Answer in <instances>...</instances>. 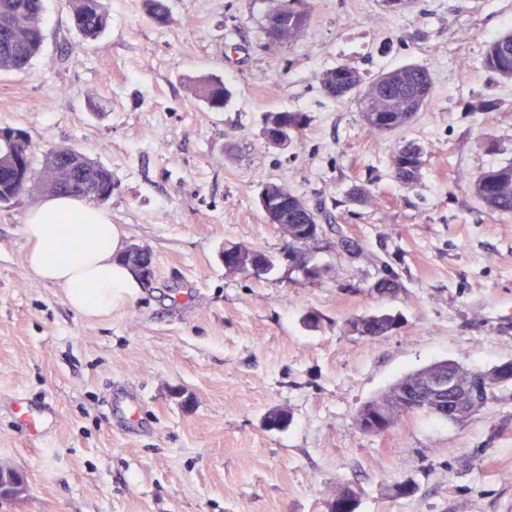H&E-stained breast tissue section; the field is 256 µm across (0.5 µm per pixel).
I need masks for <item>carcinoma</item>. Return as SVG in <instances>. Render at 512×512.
Here are the masks:
<instances>
[{
    "mask_svg": "<svg viewBox=\"0 0 512 512\" xmlns=\"http://www.w3.org/2000/svg\"><path fill=\"white\" fill-rule=\"evenodd\" d=\"M306 0H285L281 19L284 39L294 40L307 17ZM150 18L159 24L168 19L164 0H145ZM72 26L86 39L99 37L107 28L108 15L103 0H67ZM43 0H0V74L21 72L31 65L41 50L43 34ZM484 67L505 81H512V32L491 41L484 55ZM324 93L338 101L357 104L363 126L371 133L385 134L407 125L432 97L434 85L429 72L418 65H406L383 72L365 81L359 72L344 64L326 71L322 79ZM195 93L209 108L220 110L228 103L231 92L215 77L196 81ZM267 126L286 129L288 139L301 134L307 122L302 112H269ZM394 176L403 186L417 184L425 164L423 149L406 144L392 155ZM69 195L88 200L112 193V173L82 152L71 147L46 151L40 168L34 167L31 143L19 132L0 130V206L13 204L32 193ZM475 196L490 209L512 213V163L491 167L472 180ZM288 236V256L304 279L317 281L324 268L314 262V252L322 242L323 226L317 214L298 196H288V223L280 225ZM224 268L230 273L246 274L257 265L267 271L273 261L266 254L240 244H226L221 252ZM153 264L149 249L128 247L122 263ZM399 317L379 312L353 318L352 332L366 339L383 336L398 325ZM457 365L451 360L433 362L401 376L376 397L365 402L356 418L369 419L389 409L398 391L418 393L422 375Z\"/></svg>",
    "mask_w": 512,
    "mask_h": 512,
    "instance_id": "carcinoma-1",
    "label": "carcinoma"
}]
</instances>
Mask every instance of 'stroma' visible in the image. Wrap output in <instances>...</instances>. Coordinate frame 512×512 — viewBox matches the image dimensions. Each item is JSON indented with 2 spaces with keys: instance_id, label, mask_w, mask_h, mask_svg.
<instances>
[{
  "instance_id": "stroma-1",
  "label": "stroma",
  "mask_w": 512,
  "mask_h": 512,
  "mask_svg": "<svg viewBox=\"0 0 512 512\" xmlns=\"http://www.w3.org/2000/svg\"><path fill=\"white\" fill-rule=\"evenodd\" d=\"M104 3L108 28L86 40L65 0H44L40 54L0 75V129L36 154L72 147L110 169L112 222L152 252L156 275L87 321L26 267L22 224L41 194L0 208V465L26 484L0 512H330L349 490L356 512H512V394L460 423L409 414L372 435L356 422L407 371L512 360V214L470 186L512 161V82L482 63L512 31V0H415L398 13L309 0L287 43L266 31L283 0H167L164 26L143 0ZM339 64L367 79L418 65L434 94L408 126L371 134L354 103L322 91ZM202 76L231 90L223 110L195 97ZM478 95L498 111H466ZM282 111L307 116L285 149L264 135L265 115ZM406 141L425 154L409 189L392 172ZM266 182L362 255L317 250L326 272L306 282L259 206ZM227 243L274 268L228 273ZM389 276L399 287L379 296ZM375 311L398 325L374 341L351 332ZM274 408L285 429L265 427ZM23 410L44 418L40 435L23 430ZM405 482L414 493L396 495Z\"/></svg>"
}]
</instances>
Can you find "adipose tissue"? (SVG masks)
Here are the masks:
<instances>
[{
    "mask_svg": "<svg viewBox=\"0 0 512 512\" xmlns=\"http://www.w3.org/2000/svg\"><path fill=\"white\" fill-rule=\"evenodd\" d=\"M26 264L38 279L61 288L76 312L94 320L131 302L139 282L120 265L121 234L107 210L69 196H49L28 210Z\"/></svg>",
    "mask_w": 512,
    "mask_h": 512,
    "instance_id": "obj_1",
    "label": "adipose tissue"
}]
</instances>
